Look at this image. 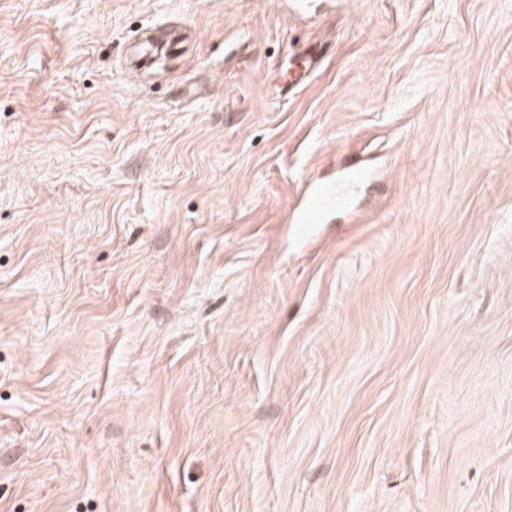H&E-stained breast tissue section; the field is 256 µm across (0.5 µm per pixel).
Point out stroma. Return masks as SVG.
Instances as JSON below:
<instances>
[{
  "label": "stroma",
  "mask_w": 512,
  "mask_h": 512,
  "mask_svg": "<svg viewBox=\"0 0 512 512\" xmlns=\"http://www.w3.org/2000/svg\"><path fill=\"white\" fill-rule=\"evenodd\" d=\"M0 512H512V0H0ZM333 202V194L318 188L308 191L307 202L299 213L298 223L309 224L317 220L319 213L324 211Z\"/></svg>",
  "instance_id": "stroma-1"
}]
</instances>
